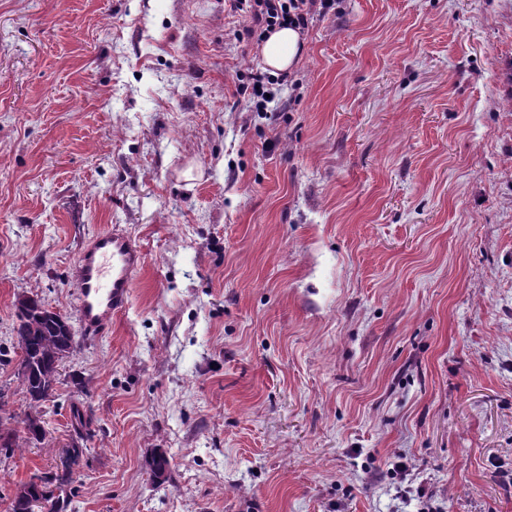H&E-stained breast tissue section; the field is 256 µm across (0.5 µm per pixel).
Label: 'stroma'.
Listing matches in <instances>:
<instances>
[{
	"instance_id": "1",
	"label": "stroma",
	"mask_w": 512,
	"mask_h": 512,
	"mask_svg": "<svg viewBox=\"0 0 512 512\" xmlns=\"http://www.w3.org/2000/svg\"><path fill=\"white\" fill-rule=\"evenodd\" d=\"M248 26L229 0H0L11 412L17 297L73 324L91 236L145 257L46 441L0 453V512L77 412L67 512H512V0L315 7L264 115L236 95Z\"/></svg>"
}]
</instances>
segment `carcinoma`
Masks as SVG:
<instances>
[{"label": "carcinoma", "instance_id": "1", "mask_svg": "<svg viewBox=\"0 0 512 512\" xmlns=\"http://www.w3.org/2000/svg\"><path fill=\"white\" fill-rule=\"evenodd\" d=\"M16 318V343L21 350L18 375L31 412L23 420L25 436L21 438L10 427L15 415L6 409V395L0 391V448L9 452L45 439L39 407L54 394L60 382V365L75 345L68 320L34 297L27 296L20 302L16 307ZM80 425L82 430L66 449L62 467L46 474L45 481L39 486L31 482L22 484L11 501L9 512H28L29 497L33 495L49 504V512H67L74 475L85 455V429L90 427L91 419L80 421ZM149 467L158 482L168 481L171 462L165 454L154 457Z\"/></svg>", "mask_w": 512, "mask_h": 512}]
</instances>
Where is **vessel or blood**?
<instances>
[{"label":"vessel or blood","mask_w":512,"mask_h":512,"mask_svg":"<svg viewBox=\"0 0 512 512\" xmlns=\"http://www.w3.org/2000/svg\"><path fill=\"white\" fill-rule=\"evenodd\" d=\"M143 264V252L120 227L87 241L76 269V311L85 338L110 331L113 316L128 305L134 276Z\"/></svg>","instance_id":"vessel-or-blood-1"}]
</instances>
